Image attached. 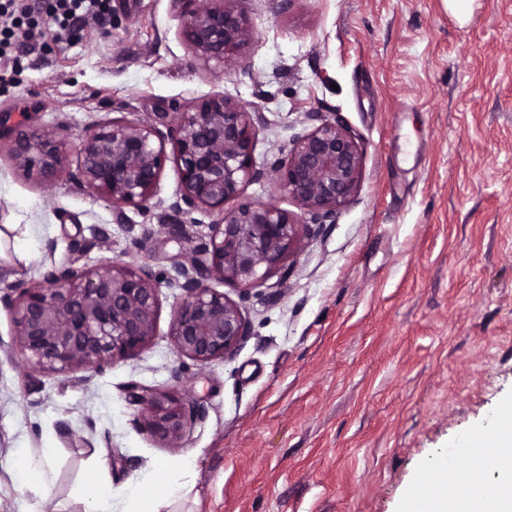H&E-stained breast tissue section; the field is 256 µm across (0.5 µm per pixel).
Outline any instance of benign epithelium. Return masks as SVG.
<instances>
[{
  "mask_svg": "<svg viewBox=\"0 0 512 512\" xmlns=\"http://www.w3.org/2000/svg\"><path fill=\"white\" fill-rule=\"evenodd\" d=\"M184 13L182 35L200 61L220 64L237 54L252 31L236 9L238 0H173ZM311 130L297 136L286 158L259 168L254 144L261 113L222 93L196 100L182 112H160L157 122L112 120L84 129L74 146L56 136L22 130L8 147L14 170L27 178H52L77 156L76 178L112 206L115 221L126 209L145 211L164 171L171 141L178 172L174 216L201 210L217 214L212 234L197 242L180 223L160 233L182 245L163 276L144 261L92 267L63 266L43 280L0 296L10 308L15 341L9 353L31 370L72 375L100 370L138 355L155 333L161 280L181 289L170 326L175 351L205 366L237 348L251 332L242 301L282 271L294 245L313 227L332 224L336 209L356 193L363 155L355 134L334 112H315ZM267 180L300 206L293 214L274 204L240 202L248 182ZM239 286L240 301L212 282ZM129 397L141 408L147 431L173 448L183 445L203 408L133 383Z\"/></svg>",
  "mask_w": 512,
  "mask_h": 512,
  "instance_id": "obj_1",
  "label": "benign epithelium"
}]
</instances>
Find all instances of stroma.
<instances>
[{"label": "stroma", "instance_id": "obj_1", "mask_svg": "<svg viewBox=\"0 0 512 512\" xmlns=\"http://www.w3.org/2000/svg\"><path fill=\"white\" fill-rule=\"evenodd\" d=\"M109 6L108 27L61 42L46 21L20 64L0 58V295L73 260L165 273L181 252L159 232L174 162L148 213L118 224L75 160L46 183L13 170L21 129L70 140L223 93L264 117L257 167L312 129L308 113L333 112L363 175L335 223L298 242L285 293L246 302L251 336L207 366L176 355L181 291L165 283L148 348L77 381L9 359L0 305V512L44 497L84 512L95 468L127 512L124 486L154 464L186 487L160 512H492L472 489L498 479L476 432L512 416V0H238L253 37L222 66L194 55L172 0ZM98 228L106 245L78 254ZM133 382L204 406L183 447L139 423ZM47 445L50 484L17 491L12 449ZM445 475L448 499L411 510Z\"/></svg>", "mask_w": 512, "mask_h": 512}]
</instances>
